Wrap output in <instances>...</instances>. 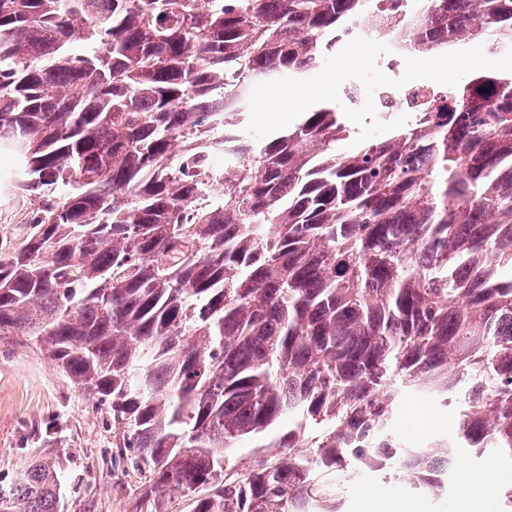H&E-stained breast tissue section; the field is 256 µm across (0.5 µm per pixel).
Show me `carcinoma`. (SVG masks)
<instances>
[{
	"mask_svg": "<svg viewBox=\"0 0 512 512\" xmlns=\"http://www.w3.org/2000/svg\"><path fill=\"white\" fill-rule=\"evenodd\" d=\"M430 2L431 28L376 38L512 50V0ZM365 9L0 0V153L29 225L0 252V336L111 405L114 458L149 475L138 512H340L365 455L437 497L453 448L512 461V73L357 145L329 103L246 131L254 86L313 76ZM407 394L453 403V435L411 448ZM272 426L277 452L228 473ZM62 480L0 477V512H61ZM273 435V432L267 431L266 433H263L260 435L259 440H246L242 441L237 448H230L227 451V457L230 458V464H229V472L231 470L236 469L237 465L242 466L246 462H249L250 459L255 455V453L260 448H253L254 446L260 444V443H266L270 440L271 436Z\"/></svg>",
	"mask_w": 512,
	"mask_h": 512,
	"instance_id": "cac0c4a2",
	"label": "carcinoma"
}]
</instances>
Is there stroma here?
Here are the masks:
<instances>
[{"label": "stroma", "instance_id": "obj_1", "mask_svg": "<svg viewBox=\"0 0 512 512\" xmlns=\"http://www.w3.org/2000/svg\"><path fill=\"white\" fill-rule=\"evenodd\" d=\"M423 417L411 419L412 409ZM395 427L410 444L423 447L452 434L454 410L441 411L407 396ZM112 411L81 392L32 345L0 337V474L11 476L38 462L59 464L63 512H132L146 480L130 464L112 457ZM486 477L493 503L512 485V469L469 448L453 451L448 488L436 499L425 490L394 487L384 471H368L348 486L341 512H368L365 493L379 489L395 512H467L464 494L475 476Z\"/></svg>", "mask_w": 512, "mask_h": 512}]
</instances>
